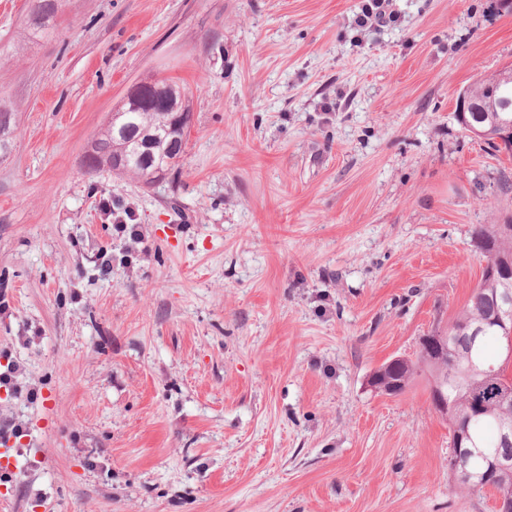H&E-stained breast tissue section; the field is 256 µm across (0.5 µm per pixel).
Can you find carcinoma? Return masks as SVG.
I'll return each instance as SVG.
<instances>
[{"label":"carcinoma","mask_w":512,"mask_h":512,"mask_svg":"<svg viewBox=\"0 0 512 512\" xmlns=\"http://www.w3.org/2000/svg\"><path fill=\"white\" fill-rule=\"evenodd\" d=\"M59 9L58 0H30L27 13V29L47 32ZM467 107L457 113V119L467 133L478 131L477 139L495 146L496 139H512L507 122L512 121V68L491 76H482L466 89ZM121 122L146 139L160 134L174 140L175 145L184 141L185 131L172 126L166 110L159 106L144 107L136 112H127ZM0 128L6 129L8 137L0 139V154L6 155L12 148L13 112L0 107ZM135 143L120 137L107 127L92 141L90 149L82 159L87 172L102 167H112L119 157L135 155ZM180 156L178 151L166 154L154 164H131L125 175L134 177L146 186L154 185L151 173L154 167L162 168L166 174L177 178ZM477 247L490 259L512 260V223L478 224L474 229ZM512 281L508 268H498L482 276L468 302L460 309L451 324L448 338V384L444 392L448 395V425L466 427L467 436L463 444L475 446L468 458V474L452 475L457 486L472 494L482 495L486 489L505 496H512V474H489V460L493 457L512 458V442L499 441L500 427L512 423V404L502 399L498 373L503 365L502 357L490 354L489 342L500 339L501 330L497 320L504 313L502 293L505 285ZM485 327L484 337L474 346H469L467 336L474 325ZM434 375L430 359L422 354L417 361H403L380 377L384 388L403 382L399 392H404L417 375L422 372Z\"/></svg>","instance_id":"1"}]
</instances>
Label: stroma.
I'll return each mask as SVG.
<instances>
[{
    "mask_svg": "<svg viewBox=\"0 0 512 512\" xmlns=\"http://www.w3.org/2000/svg\"><path fill=\"white\" fill-rule=\"evenodd\" d=\"M0 0V512H494L426 376L369 385L469 299L512 157L455 113L512 66V0ZM187 93L177 180L81 159L128 88ZM128 213L144 249L113 226ZM112 270L103 273L99 251ZM27 13V29L46 33L59 9L58 0H31ZM366 2L359 20L362 26L396 21L397 14L391 9V0H367Z\"/></svg>",
    "mask_w": 512,
    "mask_h": 512,
    "instance_id": "stroma-1",
    "label": "stroma"
}]
</instances>
